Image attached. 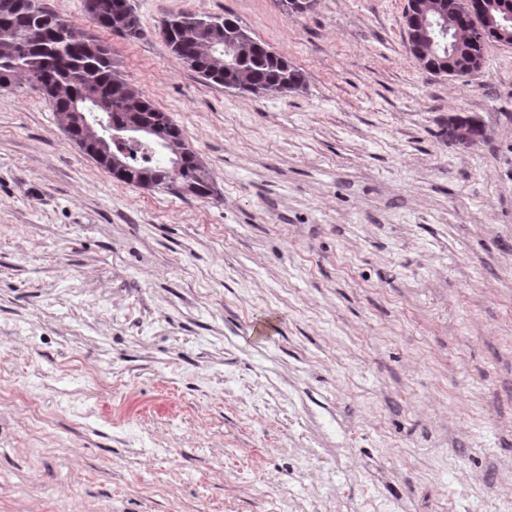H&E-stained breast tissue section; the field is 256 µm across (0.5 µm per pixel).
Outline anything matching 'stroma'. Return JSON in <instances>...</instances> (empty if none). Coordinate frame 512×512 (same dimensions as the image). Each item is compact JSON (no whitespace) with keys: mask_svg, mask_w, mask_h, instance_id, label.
I'll list each match as a JSON object with an SVG mask.
<instances>
[{"mask_svg":"<svg viewBox=\"0 0 512 512\" xmlns=\"http://www.w3.org/2000/svg\"><path fill=\"white\" fill-rule=\"evenodd\" d=\"M131 3L103 39L218 194L118 182L0 88V512H512V47L436 76L407 0ZM179 12L304 87L205 82ZM245 29L232 14L199 17L179 13L162 20L160 33L171 51L207 82L254 96L301 88L304 75L288 57L251 35H243ZM227 44L236 45L239 56L232 70L225 69H231L236 60L230 49L224 52Z\"/></svg>","mask_w":512,"mask_h":512,"instance_id":"1","label":"stroma"}]
</instances>
